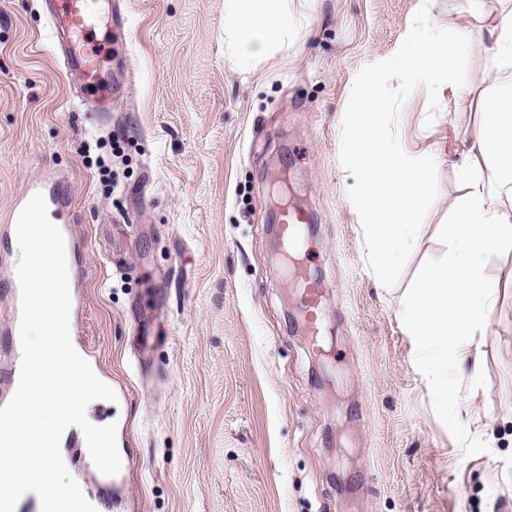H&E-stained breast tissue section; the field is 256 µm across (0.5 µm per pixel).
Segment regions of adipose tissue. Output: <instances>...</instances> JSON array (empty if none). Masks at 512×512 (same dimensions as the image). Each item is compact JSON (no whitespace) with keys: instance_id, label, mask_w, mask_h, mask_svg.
<instances>
[{"instance_id":"adipose-tissue-1","label":"adipose tissue","mask_w":512,"mask_h":512,"mask_svg":"<svg viewBox=\"0 0 512 512\" xmlns=\"http://www.w3.org/2000/svg\"><path fill=\"white\" fill-rule=\"evenodd\" d=\"M285 0H224V36L241 61L281 44L292 20ZM483 28L479 48L500 72L512 69V10ZM456 24L408 31L401 64L426 74L456 109L480 110L482 119L452 131L462 156L454 169L460 193L446 227L448 250L429 262L404 297V327L420 355L423 370L434 376L442 401H455L453 369L470 365L472 378L482 370L480 338L499 290L512 288V269L489 279V257L512 251V82L477 99V76L455 73L452 59L467 46ZM390 103L380 82L365 85L347 115L349 165L360 179L357 204L363 216L368 256L379 283L396 274L392 257L413 252L421 235L415 221L442 155L422 158L399 136L383 130Z\"/></svg>"}]
</instances>
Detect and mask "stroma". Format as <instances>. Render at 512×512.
I'll return each instance as SVG.
<instances>
[{"label":"stroma","instance_id":"35a3bbf8","mask_svg":"<svg viewBox=\"0 0 512 512\" xmlns=\"http://www.w3.org/2000/svg\"><path fill=\"white\" fill-rule=\"evenodd\" d=\"M121 2L123 26L97 37L129 56L132 87L103 118L45 0H0V217L35 180L67 189L81 346L119 393L86 416L116 424L133 460L129 512H512V289L480 379L442 405L402 299L448 249L455 171L441 163L416 250L379 285L343 124L372 78L418 154L475 121L399 63L425 13L478 37L467 0H287V42L247 65L229 57L224 0ZM283 199L313 216V338L273 256Z\"/></svg>","mask_w":512,"mask_h":512}]
</instances>
